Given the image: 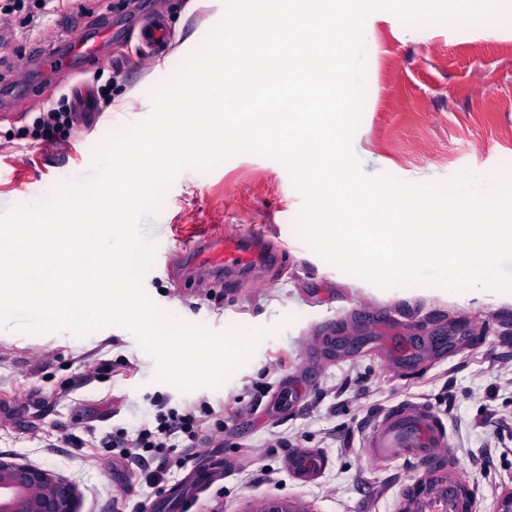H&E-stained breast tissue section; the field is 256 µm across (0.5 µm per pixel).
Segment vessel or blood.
Returning a JSON list of instances; mask_svg holds the SVG:
<instances>
[{
	"instance_id": "1",
	"label": "vessel or blood",
	"mask_w": 512,
	"mask_h": 512,
	"mask_svg": "<svg viewBox=\"0 0 512 512\" xmlns=\"http://www.w3.org/2000/svg\"><path fill=\"white\" fill-rule=\"evenodd\" d=\"M138 35L148 53L163 52L170 40L165 19L158 13L148 14L141 20ZM111 39V27L101 26L94 37L76 41L71 53L82 62L93 61L100 45ZM258 241L255 235L227 239L205 232L193 236L180 248L185 263L181 277L188 280L202 275L211 279L214 285H223L226 271L261 262L263 253ZM446 442V428L428 406L397 405L380 415L366 440L365 452L370 459H418L432 464L429 482L402 496L400 512H472L473 494L461 478L456 462L440 456ZM223 464V459L218 458L212 467L193 470L189 488L179 489L172 501L176 512H186L193 495L208 487L212 468ZM325 467L324 456L317 452L294 455L289 463L293 477L305 483L321 475Z\"/></svg>"
}]
</instances>
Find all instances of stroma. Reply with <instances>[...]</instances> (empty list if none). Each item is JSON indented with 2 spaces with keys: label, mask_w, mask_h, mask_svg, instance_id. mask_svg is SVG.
I'll use <instances>...</instances> for the list:
<instances>
[{
  "label": "stroma",
  "mask_w": 512,
  "mask_h": 512,
  "mask_svg": "<svg viewBox=\"0 0 512 512\" xmlns=\"http://www.w3.org/2000/svg\"><path fill=\"white\" fill-rule=\"evenodd\" d=\"M113 0H71L64 15L37 22L4 18L0 86L19 78L33 92L0 101V211L27 194L89 169L103 139L151 112L150 93L171 77L224 14L223 0H149L163 10L182 55L150 61L136 53L140 14ZM112 41L95 64L63 56L96 25ZM367 87L353 148L369 174L408 182L445 181L468 171L512 168V23L408 27L379 11L367 19ZM116 72L113 98L127 111L101 107L77 116L58 142L23 132L64 93L92 88ZM302 197L277 161L251 153L209 171H181L147 230L154 245L176 249L205 226L225 237L253 233L281 259L221 288H198L153 263L143 279L152 301L171 316L214 332L280 325L251 359L217 388L183 391L153 381L154 362L126 329L81 336L0 328V454L49 469L72 482L81 512H140L192 468L223 458L224 474L203 494L224 512H244L253 497H288L311 512H399L403 489L420 483L428 463L371 460L364 443L379 415L397 404H424L442 419L447 450L474 494V512H497L512 492V304L502 297L421 286L388 292L348 275L299 236ZM299 397L281 405L279 394ZM210 411L192 447L141 463L122 459L111 437L152 420L156 400ZM97 439L89 441L88 427ZM319 451L326 470L295 480L288 457Z\"/></svg>",
  "instance_id": "35a3bbf8"
}]
</instances>
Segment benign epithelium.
Listing matches in <instances>:
<instances>
[{
  "instance_id": "obj_1",
  "label": "benign epithelium",
  "mask_w": 512,
  "mask_h": 512,
  "mask_svg": "<svg viewBox=\"0 0 512 512\" xmlns=\"http://www.w3.org/2000/svg\"><path fill=\"white\" fill-rule=\"evenodd\" d=\"M0 512H78V494L55 472L0 454ZM244 512L312 510L297 499L260 497Z\"/></svg>"
}]
</instances>
